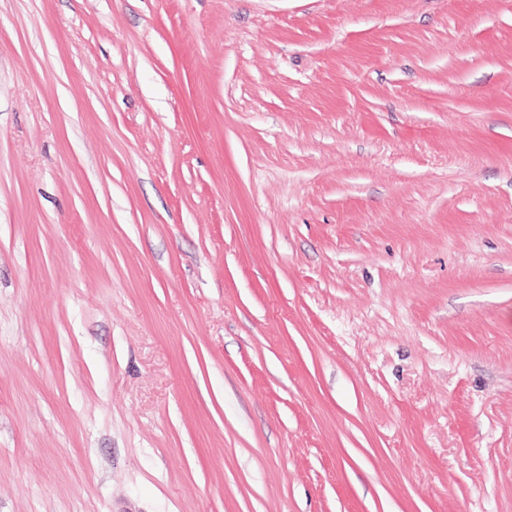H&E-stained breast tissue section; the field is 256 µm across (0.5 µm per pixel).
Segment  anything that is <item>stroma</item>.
<instances>
[{"instance_id":"1","label":"stroma","mask_w":512,"mask_h":512,"mask_svg":"<svg viewBox=\"0 0 512 512\" xmlns=\"http://www.w3.org/2000/svg\"><path fill=\"white\" fill-rule=\"evenodd\" d=\"M0 512H512V0H0Z\"/></svg>"}]
</instances>
